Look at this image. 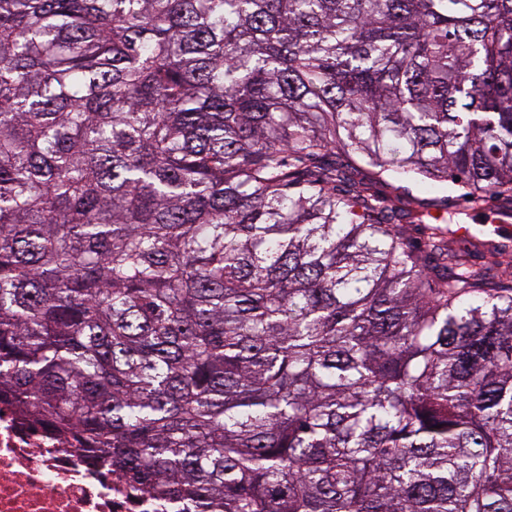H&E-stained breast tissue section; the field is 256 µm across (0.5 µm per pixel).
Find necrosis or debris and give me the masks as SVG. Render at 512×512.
Returning <instances> with one entry per match:
<instances>
[{
    "label": "necrosis or debris",
    "instance_id": "necrosis-or-debris-1",
    "mask_svg": "<svg viewBox=\"0 0 512 512\" xmlns=\"http://www.w3.org/2000/svg\"><path fill=\"white\" fill-rule=\"evenodd\" d=\"M91 466L16 407L0 402V512H177Z\"/></svg>",
    "mask_w": 512,
    "mask_h": 512
}]
</instances>
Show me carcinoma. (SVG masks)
<instances>
[{"label":"carcinoma","instance_id":"1","mask_svg":"<svg viewBox=\"0 0 512 512\" xmlns=\"http://www.w3.org/2000/svg\"><path fill=\"white\" fill-rule=\"evenodd\" d=\"M391 179L512 218V0H0V402L181 512H512V263Z\"/></svg>","mask_w":512,"mask_h":512}]
</instances>
